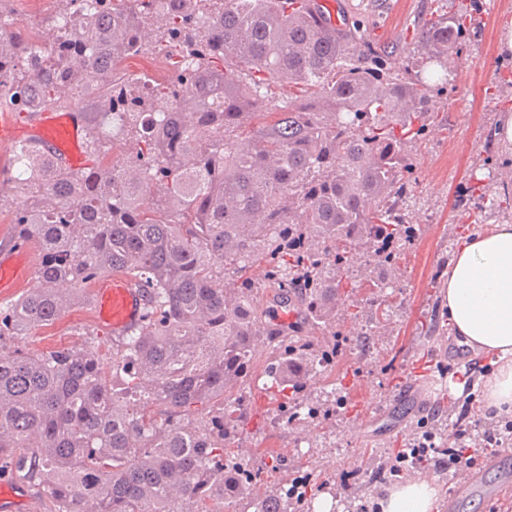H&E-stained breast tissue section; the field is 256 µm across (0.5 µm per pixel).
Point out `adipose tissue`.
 <instances>
[{
  "mask_svg": "<svg viewBox=\"0 0 512 512\" xmlns=\"http://www.w3.org/2000/svg\"><path fill=\"white\" fill-rule=\"evenodd\" d=\"M446 315L464 343L495 356L486 409L512 410V224H493L463 239L448 264ZM438 490L411 478L386 489L382 512H432Z\"/></svg>",
  "mask_w": 512,
  "mask_h": 512,
  "instance_id": "adipose-tissue-1",
  "label": "adipose tissue"
}]
</instances>
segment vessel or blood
<instances>
[{
    "label": "vessel or blood",
    "instance_id": "1",
    "mask_svg": "<svg viewBox=\"0 0 512 512\" xmlns=\"http://www.w3.org/2000/svg\"><path fill=\"white\" fill-rule=\"evenodd\" d=\"M35 143L66 166L85 168L89 160L83 150L84 124L73 111L40 113L31 122L22 121L12 112L0 114V143L17 140ZM30 275L27 244L17 245L0 255V288L19 285ZM144 301L139 288L128 277L115 274L100 279L95 289L94 308L101 325L119 336L141 320ZM0 512H41L38 499L9 480L0 481Z\"/></svg>",
    "mask_w": 512,
    "mask_h": 512
}]
</instances>
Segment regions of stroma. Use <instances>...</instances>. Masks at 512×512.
Listing matches in <instances>:
<instances>
[{
	"instance_id": "stroma-1",
	"label": "stroma",
	"mask_w": 512,
	"mask_h": 512,
	"mask_svg": "<svg viewBox=\"0 0 512 512\" xmlns=\"http://www.w3.org/2000/svg\"><path fill=\"white\" fill-rule=\"evenodd\" d=\"M350 26L360 28L388 53L394 70L409 62L413 36L448 0H344ZM476 25L464 50L455 58L451 82L435 87L434 125L414 153L415 178L408 189L407 221L416 240L400 262V275L390 294L389 322L372 323L362 313L348 325L342 339L317 335L319 346H342L336 377L313 372L296 400L319 407L317 417L287 418L255 377L246 388L251 420L239 441L241 458L259 472L258 489L270 483L290 485L306 476L307 493L299 512H314L318 499L332 502L331 512H356L365 501L378 502L397 477H381L374 462L408 447L417 426L436 435L437 446L454 441L462 408L484 404L485 385L492 377L490 358L461 344L443 313L444 273L462 237L479 232L484 221L481 203L468 192L472 170L486 162L512 156V144L493 135L501 112L512 110V85L500 81L512 72V56L500 51L504 31L512 29V0H480ZM93 339L107 351L113 335L99 324L92 290L49 326H36L6 344L28 355H41ZM410 377V401L395 414L393 426L357 427L356 404L386 403L389 384ZM279 452L272 464L270 452ZM481 483L501 491L502 504L476 492L456 512H512V439L486 455L477 469Z\"/></svg>"
}]
</instances>
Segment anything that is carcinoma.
<instances>
[{"instance_id":"cac0c4a2","label":"carcinoma","mask_w":512,"mask_h":512,"mask_svg":"<svg viewBox=\"0 0 512 512\" xmlns=\"http://www.w3.org/2000/svg\"><path fill=\"white\" fill-rule=\"evenodd\" d=\"M54 2L43 46L0 32V112L69 110L74 90L98 89L84 116L93 167L22 143L0 182L17 203L14 239L40 251L39 288L0 307V470L39 477L48 512H208L257 479L235 444L258 337L279 349L265 390L285 398L339 363L309 339L357 320L338 297L367 288L377 322L389 320V273L415 237L412 149L468 13L435 14L398 73L314 0ZM150 46L171 77L124 79L125 60ZM272 79L301 103L267 107ZM117 141L121 160L109 156ZM491 186L475 177L469 192L483 202ZM357 257L379 275L345 280ZM116 272L141 286L144 314L110 363L91 345L25 356L4 344ZM258 283L293 321L253 306ZM297 505L284 487L253 503Z\"/></svg>"}]
</instances>
